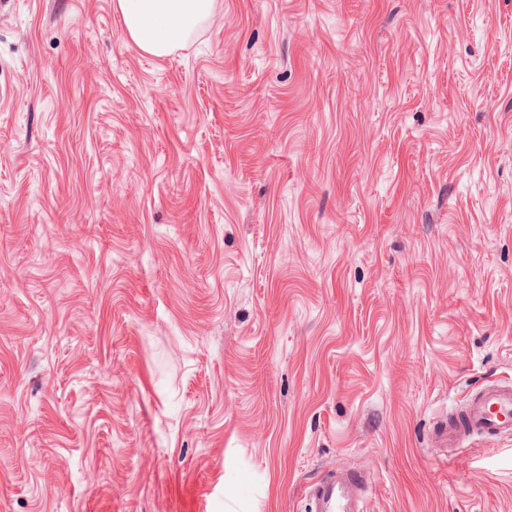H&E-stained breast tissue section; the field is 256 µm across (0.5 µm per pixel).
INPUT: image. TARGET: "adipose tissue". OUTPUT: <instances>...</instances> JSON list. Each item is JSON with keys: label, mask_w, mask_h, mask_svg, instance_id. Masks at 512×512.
Segmentation results:
<instances>
[{"label": "adipose tissue", "mask_w": 512, "mask_h": 512, "mask_svg": "<svg viewBox=\"0 0 512 512\" xmlns=\"http://www.w3.org/2000/svg\"><path fill=\"white\" fill-rule=\"evenodd\" d=\"M214 0H115L130 39L163 56L182 45L211 15Z\"/></svg>", "instance_id": "adipose-tissue-1"}]
</instances>
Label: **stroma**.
<instances>
[{
	"instance_id": "obj_1",
	"label": "stroma",
	"mask_w": 512,
	"mask_h": 512,
	"mask_svg": "<svg viewBox=\"0 0 512 512\" xmlns=\"http://www.w3.org/2000/svg\"><path fill=\"white\" fill-rule=\"evenodd\" d=\"M512 0L0 7V512H512ZM130 39L163 56L182 45L212 14L214 0H115ZM512 434V383L485 385L465 410L436 431L440 446L459 448L470 436L494 439ZM311 512H365L361 507L362 486L356 476L336 474L314 484L310 490Z\"/></svg>"
}]
</instances>
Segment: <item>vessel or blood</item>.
<instances>
[{
	"label": "vessel or blood",
	"mask_w": 512,
	"mask_h": 512,
	"mask_svg": "<svg viewBox=\"0 0 512 512\" xmlns=\"http://www.w3.org/2000/svg\"><path fill=\"white\" fill-rule=\"evenodd\" d=\"M512 434V383L485 385L465 410L440 427L441 446L457 448L470 436L494 439ZM313 512H365L362 486L356 476L337 474L314 484L310 490Z\"/></svg>",
	"instance_id": "b4317fda"
}]
</instances>
